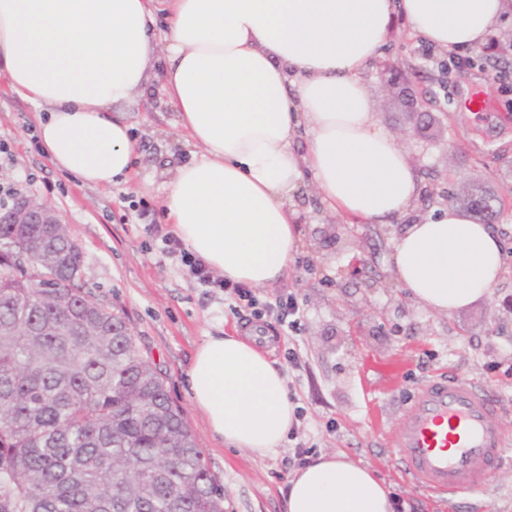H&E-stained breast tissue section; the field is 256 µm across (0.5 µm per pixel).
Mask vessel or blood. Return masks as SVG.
I'll use <instances>...</instances> for the list:
<instances>
[{
	"mask_svg": "<svg viewBox=\"0 0 512 512\" xmlns=\"http://www.w3.org/2000/svg\"><path fill=\"white\" fill-rule=\"evenodd\" d=\"M402 469L424 490L463 498L485 489L505 461V419L485 387L458 378L422 382L396 436Z\"/></svg>",
	"mask_w": 512,
	"mask_h": 512,
	"instance_id": "b4317fda",
	"label": "vessel or blood"
}]
</instances>
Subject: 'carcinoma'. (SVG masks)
I'll return each mask as SVG.
<instances>
[{
    "label": "carcinoma",
    "mask_w": 512,
    "mask_h": 512,
    "mask_svg": "<svg viewBox=\"0 0 512 512\" xmlns=\"http://www.w3.org/2000/svg\"><path fill=\"white\" fill-rule=\"evenodd\" d=\"M487 222L500 202L471 199ZM0 224V512H224V495L122 312L90 298L65 224Z\"/></svg>",
    "instance_id": "carcinoma-1"
}]
</instances>
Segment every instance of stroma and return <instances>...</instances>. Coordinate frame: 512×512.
Listing matches in <instances>:
<instances>
[{"label":"stroma","mask_w":512,"mask_h":512,"mask_svg":"<svg viewBox=\"0 0 512 512\" xmlns=\"http://www.w3.org/2000/svg\"><path fill=\"white\" fill-rule=\"evenodd\" d=\"M425 48L396 20L364 74L373 115L400 138L420 174L413 218L437 215L448 203L463 207L474 185L503 200L494 230L506 271L490 296L452 315L426 309L408 297L390 263L405 219L347 223L303 180L289 203L302 233L299 253L285 279L256 291L262 300L293 294L301 307L296 333L271 318L258 325L303 415L264 456L215 440L187 394L197 346L246 326L223 291L198 284L162 240L172 230L162 208L168 178L199 151L180 134L160 81L128 109L138 154L130 182L101 189L52 164L33 132L38 105L0 77V141L9 147L0 154V203L10 187L51 205L67 224L83 252V283L124 312L138 347L161 369L224 490V512H288L285 487L299 442L370 467L414 512H512V55L467 48L471 64L461 72L448 66L447 53L429 56ZM464 85L471 96L489 94L485 111H469ZM141 201L150 209L145 221ZM291 349L299 368L288 364ZM440 375L492 390L506 419L505 463L482 493L462 499L441 500L415 484L401 471L395 445L418 385Z\"/></svg>","instance_id":"stroma-1"}]
</instances>
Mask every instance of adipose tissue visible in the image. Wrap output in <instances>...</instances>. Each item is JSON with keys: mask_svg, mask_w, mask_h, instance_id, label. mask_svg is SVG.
<instances>
[{"mask_svg": "<svg viewBox=\"0 0 512 512\" xmlns=\"http://www.w3.org/2000/svg\"><path fill=\"white\" fill-rule=\"evenodd\" d=\"M511 10L512 0H0V75L44 106L36 134L51 162L104 189L134 171L126 109L159 78L201 152L167 184V221L225 279L267 288L299 251L288 197L304 178L331 211L364 223L415 206L420 180L363 82L396 18L451 52L485 43ZM392 267L413 300L449 315L489 296L506 263L491 226L448 205L396 238ZM257 344L206 337L186 380L213 437L264 454L296 416L282 369ZM286 499L288 512L395 508L375 471L337 453L296 469Z\"/></svg>", "mask_w": 512, "mask_h": 512, "instance_id": "ef3b65f1", "label": "adipose tissue"}]
</instances>
